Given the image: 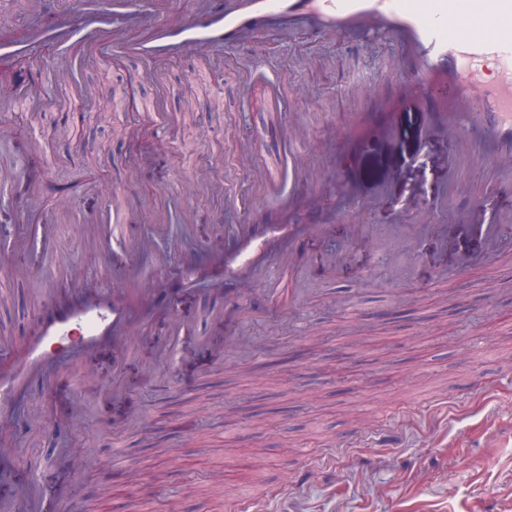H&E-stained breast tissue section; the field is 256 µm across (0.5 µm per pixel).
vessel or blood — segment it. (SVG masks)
Instances as JSON below:
<instances>
[{
	"label": "vessel or blood",
	"instance_id": "b4317fda",
	"mask_svg": "<svg viewBox=\"0 0 512 512\" xmlns=\"http://www.w3.org/2000/svg\"><path fill=\"white\" fill-rule=\"evenodd\" d=\"M134 0H82L78 10H62L56 25L32 28L22 39L0 37V61L25 54L32 44L53 43L55 77L68 86L76 60L72 47L93 58L133 56L145 78H153L168 60L199 55L214 45L232 43L247 29H258L272 18L294 24H314L327 32L351 26L380 28L403 37L414 54L400 60L402 69L420 79L424 95L436 90L435 75H444L455 109L444 121L449 143L466 152L482 142L501 162L512 161V0H196L195 8L172 22V0H148L146 10ZM332 224H267L259 230L230 234L224 255L211 273L215 286H228L224 316L239 310L242 294L252 291L248 277L258 259L272 256L280 276L265 281L267 299L281 305L297 302L291 288L296 255L288 244L300 232L321 236L335 232ZM355 241L388 237L394 254L416 252V228L385 235L374 224H354ZM61 273L83 288L81 301L45 312L38 337L22 360L0 349V401L37 383L49 386V371L57 364L49 344L79 335L84 352L109 344L119 348L138 336L140 324L128 313V303L147 290L137 273H129L120 291L84 288L85 270L65 264ZM25 512H54L42 485L31 481L17 490Z\"/></svg>",
	"mask_w": 512,
	"mask_h": 512
}]
</instances>
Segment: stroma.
Here are the masks:
<instances>
[{"mask_svg":"<svg viewBox=\"0 0 512 512\" xmlns=\"http://www.w3.org/2000/svg\"><path fill=\"white\" fill-rule=\"evenodd\" d=\"M397 55L383 31L274 22L154 80L133 59L79 57L80 93L55 85L7 114L0 252L28 275L0 272V348L32 339L43 306L71 293L52 276L59 262L92 266L98 287L131 270L155 278L159 257L178 265L188 246L223 249L225 225L275 214L255 178L287 156L316 171L307 188L336 234L297 244L304 295L292 310L256 294L226 323L223 293L174 295L129 349L87 355L86 377L71 367L78 336L54 345L51 388L0 407L14 450L0 457V512H21L13 492L33 478L69 512H128L132 500L140 512H512V234L498 255L457 262L477 250L476 225L512 214V163L456 153L424 121L436 105ZM384 103L415 116L411 161L396 157V133L353 131ZM292 121L305 141L287 143ZM201 179L184 198L181 184ZM115 210L140 219L112 230ZM452 210L470 230L444 226ZM422 218L395 281L386 252L346 232ZM47 224L52 251L36 237ZM114 232L152 248L95 253L91 234ZM335 253L344 266L328 263ZM47 277L54 294H36ZM173 317L185 332L162 360ZM228 332L253 341L247 357L225 350ZM443 399L447 421L426 423L424 408ZM66 456L86 459L78 478Z\"/></svg>","mask_w":512,"mask_h":512,"instance_id":"stroma-1","label":"stroma"}]
</instances>
